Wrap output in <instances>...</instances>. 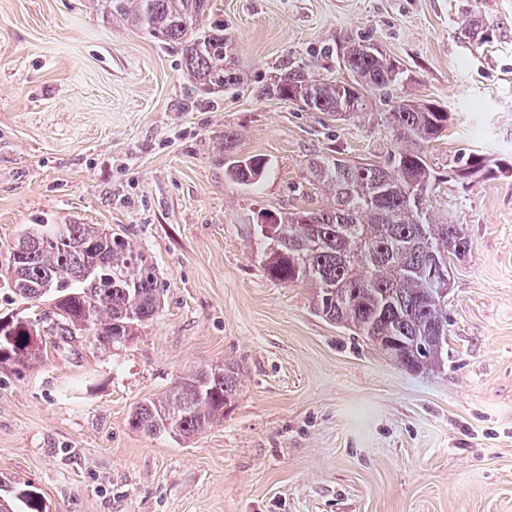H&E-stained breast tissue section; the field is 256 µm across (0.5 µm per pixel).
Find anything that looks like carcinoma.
Returning <instances> with one entry per match:
<instances>
[{
    "mask_svg": "<svg viewBox=\"0 0 512 512\" xmlns=\"http://www.w3.org/2000/svg\"><path fill=\"white\" fill-rule=\"evenodd\" d=\"M109 19L127 23L180 58L193 91L213 94L244 86L235 46L224 24L206 23L212 0H108ZM352 80L315 78L298 69L280 74L262 91L286 97L302 88V102L316 112L350 117L369 111L370 96L392 97L396 80L388 64L369 53L367 41L342 48ZM425 100H400L387 112L395 150L384 164L346 162L321 156L309 165L331 201L319 209L267 214L265 224H247L246 237L260 246L261 266L271 280L306 282L315 288L318 310L346 324L380 352L416 374L448 367L446 294L454 261L470 250L458 224L433 214L431 199L407 200L412 184L434 188L436 171L425 144L448 128L449 115ZM234 138L224 136V176L250 187L265 175L260 156L234 158ZM497 161L481 153L458 160L459 171L486 178ZM439 258L443 274L432 272ZM0 281L15 296L49 311L19 323L0 316V368L15 370L41 362V336L72 335L78 323L102 349L121 344L113 335L136 336L159 308L158 274L148 255L123 233L98 224H32L0 251ZM241 384L235 361L200 368L164 395L137 407L131 429L148 435L192 437L224 419ZM0 499L11 512H47L40 490L0 476Z\"/></svg>",
    "mask_w": 512,
    "mask_h": 512,
    "instance_id": "carcinoma-1",
    "label": "carcinoma"
}]
</instances>
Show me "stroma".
<instances>
[{
	"label": "stroma",
	"mask_w": 512,
	"mask_h": 512,
	"mask_svg": "<svg viewBox=\"0 0 512 512\" xmlns=\"http://www.w3.org/2000/svg\"><path fill=\"white\" fill-rule=\"evenodd\" d=\"M247 83L193 109L177 55L112 23L102 0H0V245L29 224L123 230L157 266L161 307L109 350L46 337L40 364L0 368V474L50 512H512V0H213ZM487 39H466L469 19ZM396 61L395 99L447 109L425 152L436 214L470 250L446 297L448 369L418 376L263 273L241 227L316 209L326 155L382 163L389 103L342 119L263 97L298 65L349 79L348 39ZM264 157L224 178V136ZM501 172L462 181L457 157ZM235 360L224 419L188 440L128 424L197 368ZM234 141L232 136L225 134L224 176L228 181L239 186H253L265 175L268 163L265 158L260 156H252L247 159L231 157Z\"/></svg>",
	"instance_id": "35a3bbf8"
}]
</instances>
